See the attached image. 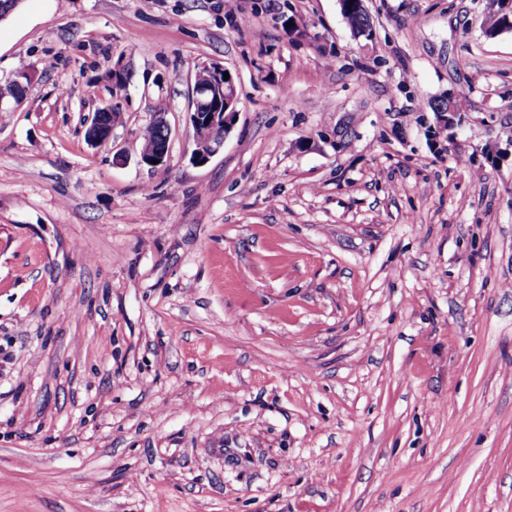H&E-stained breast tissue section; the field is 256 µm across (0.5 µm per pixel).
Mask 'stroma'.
<instances>
[{
	"mask_svg": "<svg viewBox=\"0 0 512 512\" xmlns=\"http://www.w3.org/2000/svg\"><path fill=\"white\" fill-rule=\"evenodd\" d=\"M365 6L0 21V512H512V32ZM203 62L238 114L197 164ZM150 110L151 112H154L152 120L155 125L149 124L142 134L141 151H145L147 153H141L139 155L140 162L150 167L164 166L168 160L169 143L172 130L166 119L167 113L165 112L161 101L153 103L150 106ZM159 129L162 131L163 137ZM162 145L163 148L160 149ZM153 160H159V163L152 164Z\"/></svg>",
	"mask_w": 512,
	"mask_h": 512,
	"instance_id": "1",
	"label": "stroma"
}]
</instances>
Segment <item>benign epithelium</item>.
I'll return each mask as SVG.
<instances>
[{
    "instance_id": "7a95c632",
    "label": "benign epithelium",
    "mask_w": 512,
    "mask_h": 512,
    "mask_svg": "<svg viewBox=\"0 0 512 512\" xmlns=\"http://www.w3.org/2000/svg\"><path fill=\"white\" fill-rule=\"evenodd\" d=\"M226 69L215 64L194 74L190 120L194 130L195 149L192 159L198 164L207 162L223 145L226 134L231 130L238 113V97L234 77L224 78ZM164 138L163 148L154 152L140 154V162L148 166L152 161L167 163L172 130L166 119V113L156 112L152 116ZM113 125L102 116L95 118L88 128L87 138L94 142H103L110 138Z\"/></svg>"
}]
</instances>
